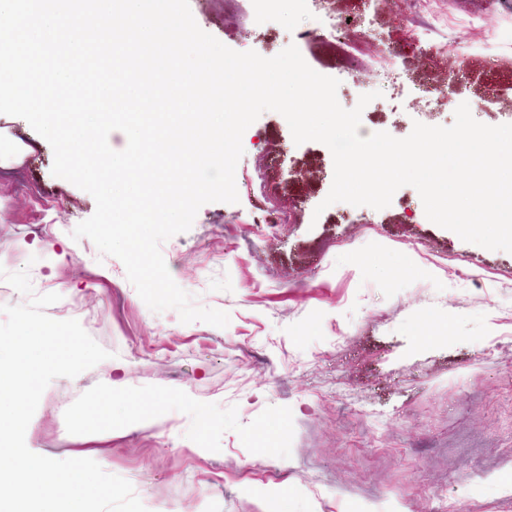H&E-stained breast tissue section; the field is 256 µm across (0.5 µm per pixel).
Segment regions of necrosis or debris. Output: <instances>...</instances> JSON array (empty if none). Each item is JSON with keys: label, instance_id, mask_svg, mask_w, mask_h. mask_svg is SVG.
<instances>
[{"label": "necrosis or debris", "instance_id": "necrosis-or-debris-1", "mask_svg": "<svg viewBox=\"0 0 512 512\" xmlns=\"http://www.w3.org/2000/svg\"><path fill=\"white\" fill-rule=\"evenodd\" d=\"M327 0H312V7L289 33L297 44L314 43L320 57L343 87L361 82L368 61L366 43L377 36V20L385 12L387 0H357L353 12L338 15L326 7ZM424 0H407L410 28L405 39L407 53H394L376 74V88L389 99L401 100L405 111L419 122L432 125L443 110L468 101V78L464 72L449 74L446 83H422L405 65L406 55L430 59L436 47L435 27L422 16Z\"/></svg>", "mask_w": 512, "mask_h": 512}]
</instances>
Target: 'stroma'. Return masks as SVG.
I'll list each match as a JSON object with an SVG mask.
<instances>
[{
	"label": "stroma",
	"mask_w": 512,
	"mask_h": 512,
	"mask_svg": "<svg viewBox=\"0 0 512 512\" xmlns=\"http://www.w3.org/2000/svg\"><path fill=\"white\" fill-rule=\"evenodd\" d=\"M195 21L227 47L270 58L293 19L273 33L224 32L223 0H189ZM439 52L430 80L465 67L474 100L484 55L512 80V0H427ZM486 102V100H485ZM512 100L486 102L499 125ZM0 138L33 145L0 182V267L28 270L47 309L76 319L110 354L53 380L30 421L34 453L97 463L128 480L148 512H508L512 504V253L463 241L421 217L418 191L399 188L381 211L324 206L334 163L317 141L295 144L286 119L264 112L242 137L237 203L212 202L161 251L197 305L226 327L151 311L123 263L71 233L94 198L55 177L50 144L22 118L0 114ZM273 152L281 182L298 184V224H268L252 185ZM69 249L50 263L52 249ZM448 333L425 340L429 322ZM111 393L123 431L91 440L77 421ZM164 393L168 426H129L133 401Z\"/></svg>",
	"instance_id": "stroma-1"
}]
</instances>
